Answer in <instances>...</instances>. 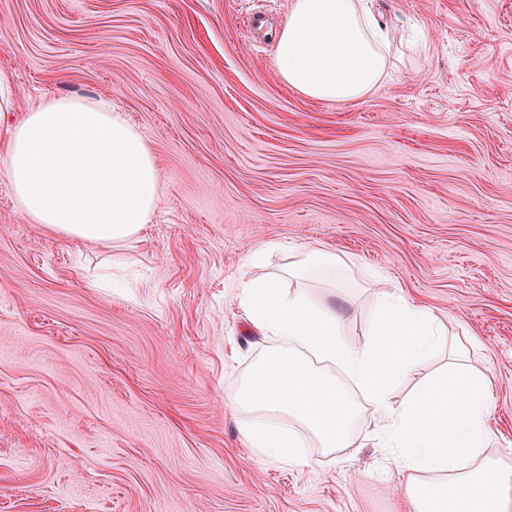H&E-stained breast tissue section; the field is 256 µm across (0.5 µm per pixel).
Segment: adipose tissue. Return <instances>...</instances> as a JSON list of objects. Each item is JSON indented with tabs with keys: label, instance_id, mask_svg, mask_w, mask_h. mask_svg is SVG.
Segmentation results:
<instances>
[{
	"label": "adipose tissue",
	"instance_id": "ef3b65f1",
	"mask_svg": "<svg viewBox=\"0 0 512 512\" xmlns=\"http://www.w3.org/2000/svg\"><path fill=\"white\" fill-rule=\"evenodd\" d=\"M275 69L302 96L362 100L389 75L390 34L378 0H289L275 35ZM22 218L64 239L131 242L158 211L161 173L150 142L124 115L93 100L50 96L12 125L0 162ZM280 264H270L273 254ZM342 257L269 241L240 259L237 299L266 340L226 393L253 457L297 468L357 447L374 423L411 512H512V466L487 454L495 409L489 372L449 346L435 313L380 294L369 336L350 341L335 302L303 288L332 278ZM448 361L400 403L393 387L439 349Z\"/></svg>",
	"mask_w": 512,
	"mask_h": 512
}]
</instances>
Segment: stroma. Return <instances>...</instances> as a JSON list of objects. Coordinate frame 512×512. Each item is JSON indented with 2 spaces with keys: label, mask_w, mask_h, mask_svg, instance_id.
<instances>
[{
  "label": "stroma",
  "mask_w": 512,
  "mask_h": 512,
  "mask_svg": "<svg viewBox=\"0 0 512 512\" xmlns=\"http://www.w3.org/2000/svg\"><path fill=\"white\" fill-rule=\"evenodd\" d=\"M288 5L0 0V141L43 96L101 100L163 193L107 248L26 223L0 172V512H402L383 449L258 464L225 411L258 339L239 259L272 240L345 258L352 340L379 290L467 333L512 463V0H382L425 48L395 42L392 76L344 104L279 80Z\"/></svg>",
  "instance_id": "stroma-1"
}]
</instances>
